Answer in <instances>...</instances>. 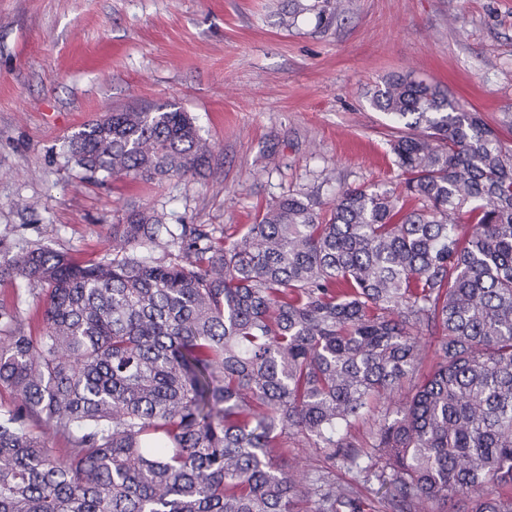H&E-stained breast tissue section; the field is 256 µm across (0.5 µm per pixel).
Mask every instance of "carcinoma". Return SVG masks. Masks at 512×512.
<instances>
[{
    "label": "carcinoma",
    "instance_id": "cac0c4a2",
    "mask_svg": "<svg viewBox=\"0 0 512 512\" xmlns=\"http://www.w3.org/2000/svg\"><path fill=\"white\" fill-rule=\"evenodd\" d=\"M349 2L310 9L327 23ZM371 103L397 130L393 188L327 210L289 194L230 242L132 210L97 262L11 257L47 301L36 336L0 305V388L17 398L0 410V512H361L353 484L295 479L288 444L350 454L354 423L415 374L370 431L392 512L456 497L512 512V143L410 74ZM69 153L152 180L204 170L211 148L164 104L106 114Z\"/></svg>",
    "mask_w": 512,
    "mask_h": 512
}]
</instances>
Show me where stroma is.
<instances>
[{
    "label": "stroma",
    "mask_w": 512,
    "mask_h": 512,
    "mask_svg": "<svg viewBox=\"0 0 512 512\" xmlns=\"http://www.w3.org/2000/svg\"><path fill=\"white\" fill-rule=\"evenodd\" d=\"M290 0H0V262L34 244L101 259L133 209L237 236L269 204L330 202L389 186L391 126L370 91L394 73L439 84L512 132V0H352L326 30ZM174 103L196 119L206 174L143 181L90 175L67 139L106 113ZM46 290L0 277V303L33 317ZM378 409L353 431L355 461L292 447L300 476L353 482L363 512H384L370 456Z\"/></svg>",
    "instance_id": "stroma-1"
}]
</instances>
